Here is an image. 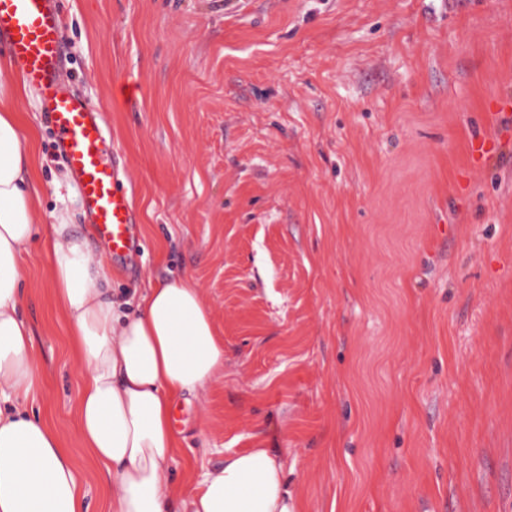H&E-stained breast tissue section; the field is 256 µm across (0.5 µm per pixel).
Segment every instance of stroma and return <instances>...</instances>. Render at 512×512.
Returning a JSON list of instances; mask_svg holds the SVG:
<instances>
[{
    "label": "stroma",
    "instance_id": "stroma-1",
    "mask_svg": "<svg viewBox=\"0 0 512 512\" xmlns=\"http://www.w3.org/2000/svg\"><path fill=\"white\" fill-rule=\"evenodd\" d=\"M65 83L102 113L132 245L93 240L35 90L41 222L67 205L126 300L192 278L224 373L177 403L168 476L287 461L303 512H512V0H59ZM126 98H118V88ZM496 152L475 164L476 138ZM21 310L76 433L77 361L42 241Z\"/></svg>",
    "mask_w": 512,
    "mask_h": 512
}]
</instances>
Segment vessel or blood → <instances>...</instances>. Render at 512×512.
Here are the masks:
<instances>
[{"label":"vessel or blood","instance_id":"1","mask_svg":"<svg viewBox=\"0 0 512 512\" xmlns=\"http://www.w3.org/2000/svg\"><path fill=\"white\" fill-rule=\"evenodd\" d=\"M52 0H0V43L13 69L38 91L58 149L75 174L95 235L113 256L127 254L135 207L118 186L117 155L100 113L60 79L65 39Z\"/></svg>","mask_w":512,"mask_h":512}]
</instances>
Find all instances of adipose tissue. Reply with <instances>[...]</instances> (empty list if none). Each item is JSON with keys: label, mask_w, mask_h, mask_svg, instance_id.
Wrapping results in <instances>:
<instances>
[{"label": "adipose tissue", "mask_w": 512, "mask_h": 512, "mask_svg": "<svg viewBox=\"0 0 512 512\" xmlns=\"http://www.w3.org/2000/svg\"><path fill=\"white\" fill-rule=\"evenodd\" d=\"M38 177L18 116L0 110V512H86L74 457L58 434L30 413L40 387L29 323L20 311L22 262L36 226ZM55 302L82 365L77 432L105 475L110 512H301L285 482L284 460L265 448L226 455L196 486L166 476L180 439L177 400L224 370V344L197 283L158 282L133 309L113 301L102 259L91 256L68 209L51 212Z\"/></svg>", "instance_id": "obj_1"}]
</instances>
